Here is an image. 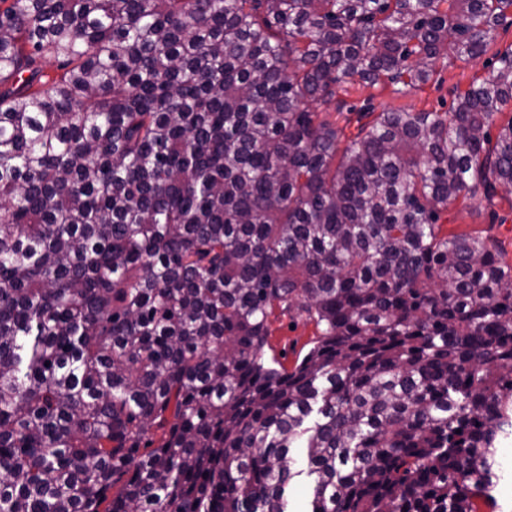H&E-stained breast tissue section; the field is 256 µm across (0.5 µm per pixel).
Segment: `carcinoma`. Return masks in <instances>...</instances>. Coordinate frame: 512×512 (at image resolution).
I'll return each mask as SVG.
<instances>
[{"instance_id":"1","label":"carcinoma","mask_w":512,"mask_h":512,"mask_svg":"<svg viewBox=\"0 0 512 512\" xmlns=\"http://www.w3.org/2000/svg\"><path fill=\"white\" fill-rule=\"evenodd\" d=\"M512 0H0V512H478L512 437ZM55 71L47 70L50 60ZM281 316L316 328L288 367ZM512 44V28L505 33H501L496 48L503 49ZM496 48L489 50L481 58L469 63L459 61L453 64L448 63V67L439 65V82L431 81L422 90L411 91L408 93H397L392 86L372 87L358 79L350 84L344 85L336 90V97L330 105L313 104L319 112H331L330 119H336L337 124L346 126V118L351 122L347 124L345 133H356V111L363 105H369L374 112H381L387 109H413L419 110H439L446 112L450 110L454 92L464 90L476 75L484 70L485 63L492 58ZM442 79V82L440 80ZM354 106L355 112L348 110ZM341 108V114L337 113ZM494 208L498 218L492 224L486 202L460 198L448 206V213L442 215L439 223L443 224L448 236L471 234L492 237L501 247L502 259L512 264V208L501 201ZM501 219H504L502 224Z\"/></svg>"}]
</instances>
